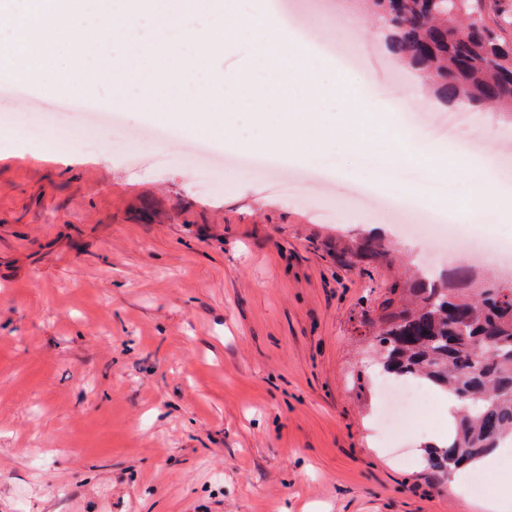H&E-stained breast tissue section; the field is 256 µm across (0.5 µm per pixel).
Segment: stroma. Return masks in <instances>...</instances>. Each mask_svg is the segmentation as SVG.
Instances as JSON below:
<instances>
[{
	"label": "stroma",
	"mask_w": 512,
	"mask_h": 512,
	"mask_svg": "<svg viewBox=\"0 0 512 512\" xmlns=\"http://www.w3.org/2000/svg\"><path fill=\"white\" fill-rule=\"evenodd\" d=\"M282 20L308 21V47L346 42L363 64L354 90L390 112L406 137L430 141L426 122L453 111L392 96L416 72L388 50L383 28L362 24L360 0H274ZM69 93L13 82L0 93V512H484L489 496L461 491L424 461V433L444 410L408 423L407 453L373 430L377 365L364 355L382 311L375 291L419 260L400 241L391 258H341L343 248L431 214L371 210L385 196L354 158L332 167L269 153L241 163L225 136L183 135L166 166L135 167L123 142L167 150L143 95L97 87L101 111L123 125L95 134L78 112L68 141L31 138L27 116L57 112ZM476 126L443 150L494 145L512 182V114L477 107ZM215 152L212 189L194 183L197 155ZM82 146L73 152L72 143ZM482 206L453 217L478 244L512 240Z\"/></svg>",
	"instance_id": "stroma-1"
}]
</instances>
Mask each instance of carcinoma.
Returning a JSON list of instances; mask_svg holds the SVG:
<instances>
[{
	"label": "carcinoma",
	"mask_w": 512,
	"mask_h": 512,
	"mask_svg": "<svg viewBox=\"0 0 512 512\" xmlns=\"http://www.w3.org/2000/svg\"><path fill=\"white\" fill-rule=\"evenodd\" d=\"M391 31L389 48L439 97L462 107L512 108V5L504 0H371ZM372 236L344 249L348 259H384ZM372 347L380 370L422 379L460 404L455 432L426 454L428 468L457 470L512 443V287L494 294L469 271L438 281L419 268L385 286Z\"/></svg>",
	"instance_id": "cac0c4a2"
}]
</instances>
